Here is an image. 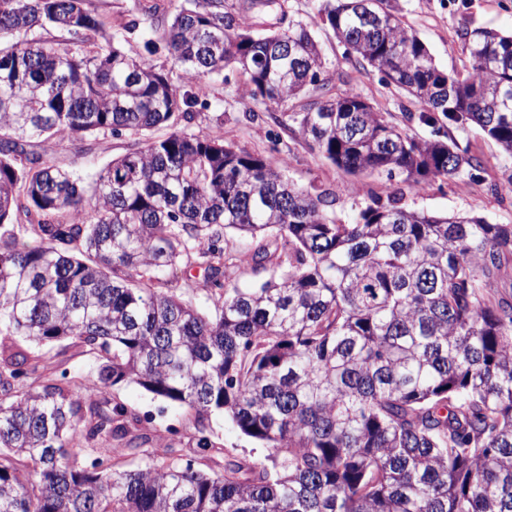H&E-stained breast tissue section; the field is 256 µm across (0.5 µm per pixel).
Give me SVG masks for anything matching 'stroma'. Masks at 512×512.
<instances>
[{
    "label": "stroma",
    "mask_w": 512,
    "mask_h": 512,
    "mask_svg": "<svg viewBox=\"0 0 512 512\" xmlns=\"http://www.w3.org/2000/svg\"><path fill=\"white\" fill-rule=\"evenodd\" d=\"M109 25L120 28L137 21L140 29L126 35L123 48L132 57L144 56L142 33L164 24L182 9L188 0H89ZM404 21L413 28L433 54L437 64L446 70H464L471 64L463 28L488 27L512 30V0H400ZM324 67L319 82L309 87L298 100L287 107L253 101L244 93V78L228 68L208 83L206 97L194 107L192 131L221 136L225 142L261 155L272 165L285 168L288 177L300 188L318 187L336 195L338 220H349L355 210L371 204L377 197L394 193L403 205L439 214L474 213L490 222L512 224V186L501 182L503 167L512 158L502 153L495 141L479 127H449L448 133L471 154L480 158L479 177L462 174L438 182L423 192H416L404 175L384 172L350 174L311 149L309 142L288 121L287 112L301 111L303 105L327 98L348 87H356L373 107L392 124L420 138L429 137L431 129L420 120V106L408 94L388 86L378 72L363 69L346 59L345 48L331 29L315 25ZM127 138L105 137L96 141L75 142L56 139L38 142L34 151L58 165L90 176L113 157L125 153ZM168 288L191 300L203 311H212L211 291L200 268L177 265L167 269ZM114 398L132 409L141 419V429L148 445L155 450L173 447L176 453L194 457L198 451L190 442L188 422L182 409L154 397L134 384L114 387ZM210 425L216 441L230 454L261 462L268 449L243 436L228 420L212 416Z\"/></svg>",
    "instance_id": "1"
}]
</instances>
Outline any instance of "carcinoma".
Masks as SVG:
<instances>
[{"instance_id": "cac0c4a2", "label": "carcinoma", "mask_w": 512, "mask_h": 512, "mask_svg": "<svg viewBox=\"0 0 512 512\" xmlns=\"http://www.w3.org/2000/svg\"><path fill=\"white\" fill-rule=\"evenodd\" d=\"M346 56L407 91L420 120L477 125L512 157V34L466 33L471 67L439 68L392 0H318ZM50 24L60 50L30 40ZM195 86L129 57L87 0H0V512H512V224L438 216L395 194L336 222V197L297 188L262 157L177 120L228 67L251 100L285 106L320 81L300 22L262 33L224 0H195L158 30ZM288 119L350 173H396L420 191L479 171L453 140L416 138L351 87ZM127 136L92 179L33 139ZM24 216L36 236L21 240ZM253 249L228 255V230ZM204 268L214 313L163 290ZM270 273L259 286L230 274ZM96 356L95 390L36 376L30 347ZM135 383L194 420L218 472L169 450L132 470L100 444L140 418L112 399ZM222 413L270 449L236 459L212 440Z\"/></svg>"}]
</instances>
